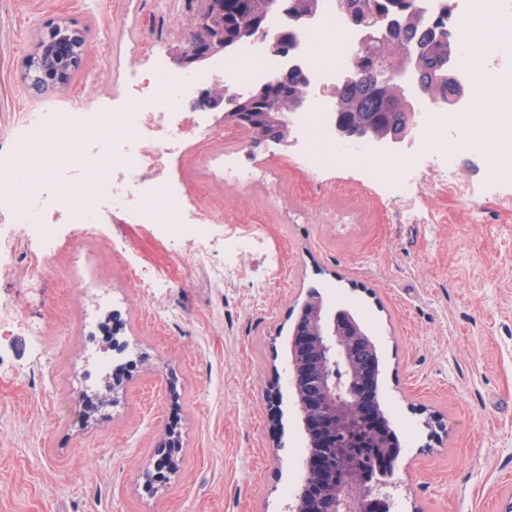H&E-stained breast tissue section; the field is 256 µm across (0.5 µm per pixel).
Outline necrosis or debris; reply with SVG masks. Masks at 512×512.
<instances>
[{"label":"necrosis or debris","mask_w":512,"mask_h":512,"mask_svg":"<svg viewBox=\"0 0 512 512\" xmlns=\"http://www.w3.org/2000/svg\"><path fill=\"white\" fill-rule=\"evenodd\" d=\"M304 60L312 77L335 83L351 51L363 37L344 21L336 0H324L319 13L297 30ZM335 57L321 60L326 44ZM260 60L248 80L237 76L240 61ZM272 55L267 41L236 50L219 69L226 87L247 88L285 67ZM209 73L179 77L154 64L148 79H130L125 95L129 108L116 112H28L19 121L22 133L9 155L0 157V249L22 235L37 238L52 252L61 227L71 224L84 233L96 230L101 212L121 215L131 224H148L167 240L180 238L188 223H207L185 185L171 169L190 137L204 136L197 113L181 104L185 85H203ZM323 99L311 111L295 112L291 122L302 146L309 173L334 165L337 155L375 157L372 146L339 144L325 121Z\"/></svg>","instance_id":"obj_1"}]
</instances>
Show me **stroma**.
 Wrapping results in <instances>:
<instances>
[{"mask_svg":"<svg viewBox=\"0 0 512 512\" xmlns=\"http://www.w3.org/2000/svg\"><path fill=\"white\" fill-rule=\"evenodd\" d=\"M189 0H0V150L22 113L108 112L130 73L182 44ZM67 16L88 32L82 68L44 95L21 79L37 36ZM235 156L254 183L217 181ZM480 147L415 155L411 199L364 166L309 175L295 150L245 131L192 140L175 160L212 218L208 256L109 217L43 267L20 238L0 262V512H284L306 438L290 344L310 289L362 317L396 431L392 512H504L512 501V179ZM235 272L217 279L215 270ZM158 277L141 293L132 265ZM43 273L40 297L26 292ZM122 324L133 367L117 404L89 413L102 327ZM174 472L146 488L165 426Z\"/></svg>","mask_w":512,"mask_h":512,"instance_id":"35a3bbf8","label":"stroma"}]
</instances>
